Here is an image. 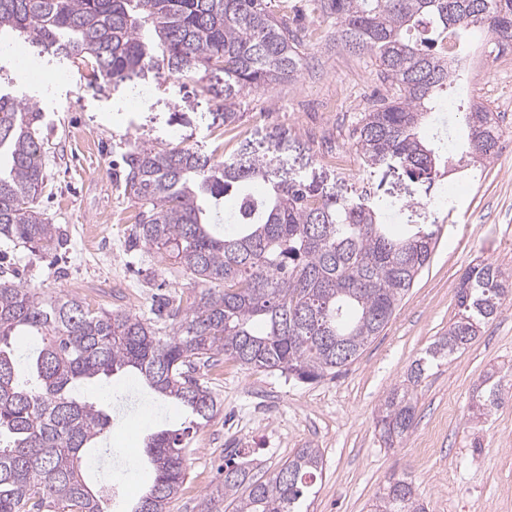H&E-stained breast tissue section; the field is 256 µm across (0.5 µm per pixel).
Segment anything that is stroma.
Returning a JSON list of instances; mask_svg holds the SVG:
<instances>
[{
    "label": "stroma",
    "instance_id": "stroma-1",
    "mask_svg": "<svg viewBox=\"0 0 512 512\" xmlns=\"http://www.w3.org/2000/svg\"><path fill=\"white\" fill-rule=\"evenodd\" d=\"M276 14L303 15L309 64L294 83L247 100L234 125L206 128L200 116L212 103L195 83L147 76L152 97L122 110L127 89L86 87L87 73L71 69L65 80L46 64L43 81H29L12 66L0 69V88L34 98L46 178L37 206L59 227L64 245L55 256L0 239V269L29 288L75 296L90 307L152 314L168 294L192 300V277L156 251L127 247L138 206L123 192L122 156L134 145H190L223 159L246 149L265 150L273 126L292 128L288 165L299 171L325 168V155L354 154L353 130L385 86L370 59L337 47L333 31L319 21L310 0H271ZM377 196L413 204L414 220L439 227L429 264L416 277L384 330L336 376L302 382L281 372L250 369L227 360L201 369L202 381L220 403L219 412L192 442L185 484L171 512H200L220 482L227 450L245 449L243 464L267 478L298 448L323 454V470L309 512H371L388 478L414 481L428 512H512V401L474 424L472 390L494 372L512 384V304L486 324L464 351L433 362L416 389L417 425L401 444L385 447L376 419L386 392L412 363L447 332L457 312L459 277L487 261L512 270V152L496 159L473 181L445 173L439 185L459 184L452 211L423 208L425 187L401 170L366 177ZM112 382L113 427L109 454L98 461V479L122 489L111 512L147 488L153 473L142 465L148 423L176 424L180 410L154 406L145 390L116 374ZM431 453L420 455L423 443Z\"/></svg>",
    "mask_w": 512,
    "mask_h": 512
}]
</instances>
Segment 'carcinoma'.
<instances>
[{
    "mask_svg": "<svg viewBox=\"0 0 512 512\" xmlns=\"http://www.w3.org/2000/svg\"><path fill=\"white\" fill-rule=\"evenodd\" d=\"M336 45L372 59L389 94L363 113L355 147L369 172L400 167L432 187L450 169L468 177L498 155L499 115L454 91L466 60L433 48L437 38L481 34L512 41V0H320ZM88 70L91 88L116 89L150 70L203 82L226 126L255 93L296 81L305 68L306 31L267 0H0V31ZM462 114L467 137L447 149L424 126L442 104ZM41 109L0 92V239L48 254L63 246L56 225L35 206L44 184L38 137ZM283 174L255 155L231 163L188 146L135 145L125 154L124 188L139 205L129 248L154 249L190 271L200 291L185 306L173 297L152 318L93 309L63 295L0 281V512H104L110 486L85 478L109 431L108 399L77 395L84 381L130 375L190 415L178 428L144 438L155 477L129 512H168L186 476L194 430L219 411L198 371L219 358L312 382L352 363L388 324L429 262L438 225L386 223L397 199L341 195L323 173L288 174L290 128L266 136ZM238 199L216 231L224 196ZM512 301V273L482 261L465 269L458 312L431 357L465 349L482 325ZM40 336V347H18ZM425 361L411 366L381 403L388 446L416 425L413 390ZM502 400L487 376L472 395L480 418ZM224 458V479L201 512H304L322 454L300 448L265 480ZM374 512H427L411 479L389 478Z\"/></svg>",
    "mask_w": 512,
    "mask_h": 512,
    "instance_id": "obj_1",
    "label": "carcinoma"
}]
</instances>
